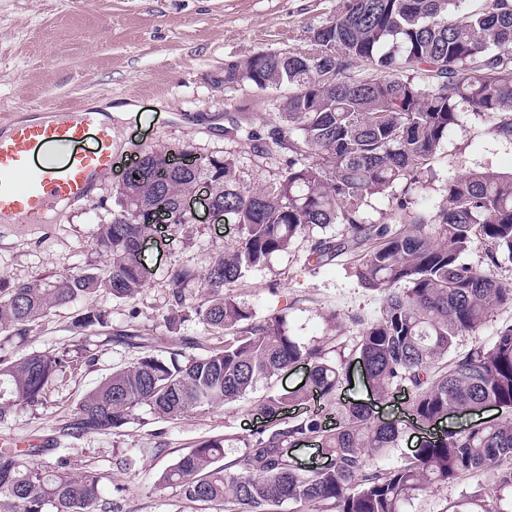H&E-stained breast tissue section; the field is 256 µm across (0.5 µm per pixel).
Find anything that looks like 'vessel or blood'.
Instances as JSON below:
<instances>
[{
	"label": "vessel or blood",
	"mask_w": 512,
	"mask_h": 512,
	"mask_svg": "<svg viewBox=\"0 0 512 512\" xmlns=\"http://www.w3.org/2000/svg\"><path fill=\"white\" fill-rule=\"evenodd\" d=\"M112 166V129L97 112L15 121L0 134V225L43 224L90 202Z\"/></svg>",
	"instance_id": "obj_1"
}]
</instances>
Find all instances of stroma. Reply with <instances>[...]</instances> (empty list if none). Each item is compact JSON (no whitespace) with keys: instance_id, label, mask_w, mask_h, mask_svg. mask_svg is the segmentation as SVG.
<instances>
[{"instance_id":"obj_1","label":"stroma","mask_w":512,"mask_h":512,"mask_svg":"<svg viewBox=\"0 0 512 512\" xmlns=\"http://www.w3.org/2000/svg\"><path fill=\"white\" fill-rule=\"evenodd\" d=\"M341 7L342 0H0V100L38 105L44 116L101 102L120 106L129 99L139 106L129 117L113 118L112 168L89 205L67 210L58 223L22 233L0 228V277L31 281L105 268L107 256L95 242V229L109 219L113 189L141 150L180 142L202 153H221L230 146L225 114L257 130L274 121L286 90L260 91L246 82L225 87V64L257 52L307 46L313 29ZM487 127L484 119L468 114L449 130L434 163L437 181L421 183L415 191L419 208L439 204V181L448 174L486 164L512 171V143L493 139ZM238 238L234 224L202 219L183 229L158 225L145 244L147 286L136 300L119 302L100 294L52 312L28 336L0 341V356L72 347L71 322L89 306L106 311L112 328L130 326L167 337L169 271L182 265L204 271ZM308 248L307 240H297L268 267L251 271L234 295L260 317L287 309L291 334L320 344L332 360L337 347L353 342L351 315L373 316L381 300L348 278L343 263L304 268ZM332 311L339 313L338 321H329ZM136 356L124 345L104 343L93 365L52 383L46 405L17 407L8 423L0 424V436L55 435L86 392ZM306 375L304 364L293 365L233 405L194 411L173 422L155 418L144 407L119 433L61 439L60 451L42 460L51 467L66 463L77 473H101L105 494L122 512H214L178 490L159 487L158 474L204 436H224L225 456L234 458L244 439L267 425L260 400L269 392L296 388ZM478 485L491 488V477L471 475L430 488L411 512H445L449 502Z\"/></svg>"}]
</instances>
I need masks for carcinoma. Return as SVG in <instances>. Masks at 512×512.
I'll return each instance as SVG.
<instances>
[{
    "label": "carcinoma",
    "instance_id": "carcinoma-1",
    "mask_svg": "<svg viewBox=\"0 0 512 512\" xmlns=\"http://www.w3.org/2000/svg\"><path fill=\"white\" fill-rule=\"evenodd\" d=\"M321 28L307 48L255 53L238 61L240 75L224 76L227 88L248 82L262 91L288 89L286 111L266 130L231 120L224 135L237 148L222 155L185 144L142 152L114 189L111 218L97 228L106 269L43 282L0 278V334L25 336L50 312L94 295L136 299L146 288L136 248L154 228L145 211H166L177 228L190 224L182 199L204 183L224 221L241 233L205 268L208 300L193 309L219 345L194 358L129 335L141 355L80 399L63 435L112 434L142 407L176 421L231 404L307 361L303 386L266 396L261 412L273 424L243 440L241 454L226 464V438L203 437L159 474L157 485L224 512H273L284 502L299 512L329 504L336 512H410L429 487L485 472L495 478L493 491L465 493L446 512H512V323L499 326L489 343L458 348L493 310L512 309V288L494 275L500 258L512 262V172L482 167L450 175L431 210L416 208L412 195L433 173L461 114L491 118L488 133L512 143V0H344ZM248 149L283 159L278 176L261 188L241 175L238 156ZM380 197L388 201L389 224L369 217ZM306 236L305 265L348 256L349 276L381 297L377 315L351 317L357 335L349 351L362 361L375 400L409 391L420 426L485 407L496 408L497 419L426 437L396 464L367 465L366 458L399 447L402 423L378 422L368 406L337 402L345 357L328 359L320 346L290 335L286 313L258 317L233 294L248 272ZM479 243L485 269L464 261ZM196 277L188 265L170 272L169 328L187 318L184 290ZM106 326V314L92 307L72 321L88 365ZM72 367L64 350L0 359V424L17 405H44L49 386ZM288 407L297 408L294 416H283ZM303 440L321 449L328 466L293 464L283 449ZM57 444L48 438L35 447L0 448L3 507L120 512L103 496L99 473L34 463Z\"/></svg>",
    "mask_w": 512,
    "mask_h": 512
}]
</instances>
